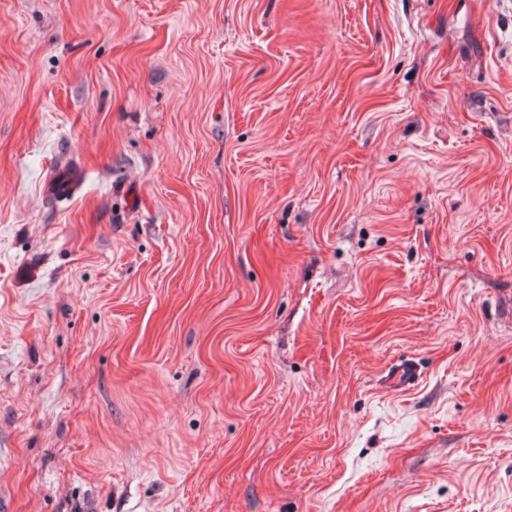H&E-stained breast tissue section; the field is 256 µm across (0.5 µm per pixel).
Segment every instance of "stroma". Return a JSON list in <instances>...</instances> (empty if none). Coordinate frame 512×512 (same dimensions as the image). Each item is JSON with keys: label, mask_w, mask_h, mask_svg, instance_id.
<instances>
[{"label": "stroma", "mask_w": 512, "mask_h": 512, "mask_svg": "<svg viewBox=\"0 0 512 512\" xmlns=\"http://www.w3.org/2000/svg\"><path fill=\"white\" fill-rule=\"evenodd\" d=\"M0 512H512V0H0Z\"/></svg>", "instance_id": "1"}]
</instances>
